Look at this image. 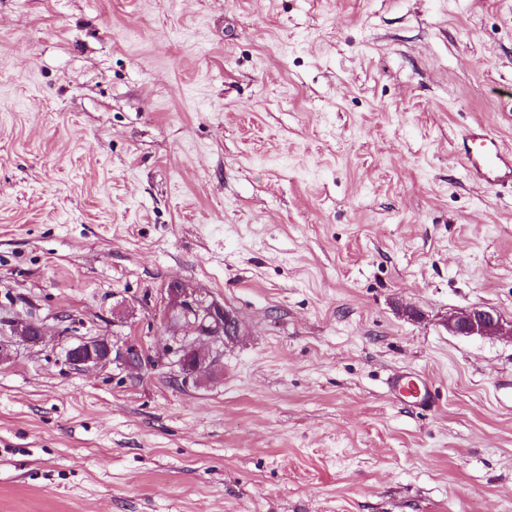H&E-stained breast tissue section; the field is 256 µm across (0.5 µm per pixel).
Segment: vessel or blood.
Returning a JSON list of instances; mask_svg holds the SVG:
<instances>
[{"instance_id": "b4317fda", "label": "vessel or blood", "mask_w": 512, "mask_h": 512, "mask_svg": "<svg viewBox=\"0 0 512 512\" xmlns=\"http://www.w3.org/2000/svg\"><path fill=\"white\" fill-rule=\"evenodd\" d=\"M455 153L467 176L475 183L492 189L512 186V146L487 128L480 125L466 127L458 138ZM390 389L394 394L418 403L429 397L424 380L413 375L393 377Z\"/></svg>"}]
</instances>
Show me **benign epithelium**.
<instances>
[{
    "label": "benign epithelium",
    "mask_w": 512,
    "mask_h": 512,
    "mask_svg": "<svg viewBox=\"0 0 512 512\" xmlns=\"http://www.w3.org/2000/svg\"><path fill=\"white\" fill-rule=\"evenodd\" d=\"M216 318L224 320V335L213 336L203 331L201 319ZM178 322L194 334L192 338H183L177 347L166 349L167 354L175 357L173 365L183 372V381L192 379V375L208 367L218 350V342L226 344L236 341L242 333V324L237 316L216 302H209L205 296L185 285L166 289L165 306L161 324L173 328ZM448 331L464 336L496 335L506 331L503 321L496 310L475 306L464 312L451 315L447 319ZM49 329L38 325L19 314L6 323L4 335L14 337L25 344H38L45 341ZM68 363L79 368H95L115 357L127 366L137 368L142 365L143 354L133 344L120 346L110 344L98 337L82 338L65 350Z\"/></svg>",
    "instance_id": "benign-epithelium-1"
}]
</instances>
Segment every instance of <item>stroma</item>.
I'll return each mask as SVG.
<instances>
[{
	"label": "stroma",
	"mask_w": 512,
	"mask_h": 512,
	"mask_svg": "<svg viewBox=\"0 0 512 512\" xmlns=\"http://www.w3.org/2000/svg\"><path fill=\"white\" fill-rule=\"evenodd\" d=\"M476 124L512 145V0H0V319L67 329L0 365V512H512V336L445 325L512 320ZM174 280L244 326L204 382ZM448 331L464 336L496 335L506 331L503 321L496 310L475 306L464 312L448 317ZM114 359L122 360L127 366L137 368L144 360L141 350L133 344L119 346L117 343H108L98 337L82 338L71 344L65 350V357L69 364L79 368H95ZM390 389L395 395H402L418 403H424L429 398V390L419 376L396 375L391 379Z\"/></svg>",
	"instance_id": "stroma-1"
}]
</instances>
